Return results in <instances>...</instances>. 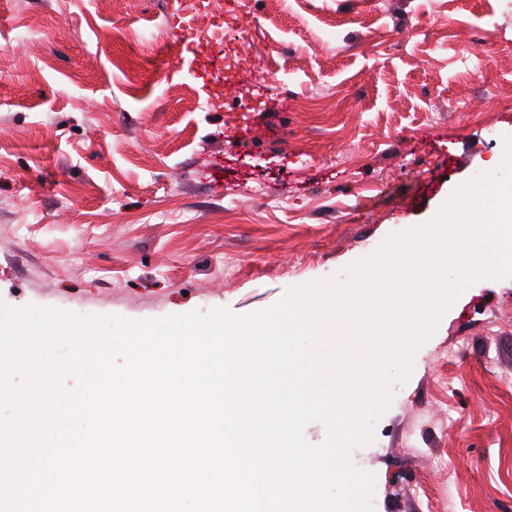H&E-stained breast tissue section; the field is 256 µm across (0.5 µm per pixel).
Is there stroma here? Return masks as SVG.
I'll return each mask as SVG.
<instances>
[{"instance_id": "35a3bbf8", "label": "stroma", "mask_w": 512, "mask_h": 512, "mask_svg": "<svg viewBox=\"0 0 512 512\" xmlns=\"http://www.w3.org/2000/svg\"><path fill=\"white\" fill-rule=\"evenodd\" d=\"M175 7L0 0L1 302L264 310L432 220L512 137V0H248L222 20L262 75L241 98ZM351 461L374 512H512V277L459 296Z\"/></svg>"}]
</instances>
